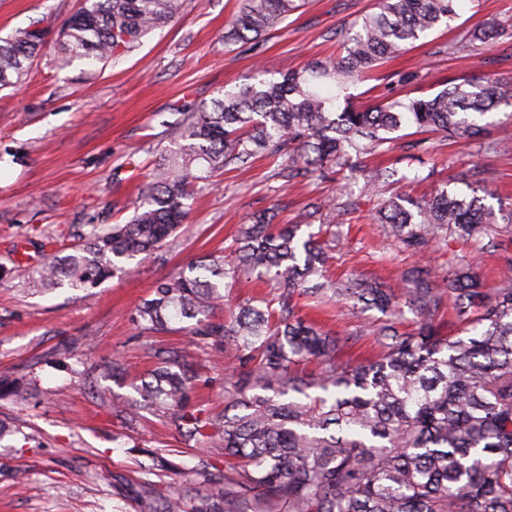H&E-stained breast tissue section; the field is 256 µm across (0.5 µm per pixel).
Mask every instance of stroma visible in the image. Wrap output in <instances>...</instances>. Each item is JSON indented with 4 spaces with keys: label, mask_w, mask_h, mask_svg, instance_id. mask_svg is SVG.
Here are the masks:
<instances>
[{
    "label": "stroma",
    "mask_w": 512,
    "mask_h": 512,
    "mask_svg": "<svg viewBox=\"0 0 512 512\" xmlns=\"http://www.w3.org/2000/svg\"><path fill=\"white\" fill-rule=\"evenodd\" d=\"M377 0H306L267 32L257 47L228 45L224 30L242 0H188L183 13L143 38L120 62L61 61L57 47L41 53L16 87L0 91V379L19 395L0 394V512H140L149 449L178 450L185 468H224L220 448H181L163 418L116 416L113 404L135 398L128 380L104 368L120 359L138 372L152 369L156 348L189 347L192 337L170 333L144 345L132 317L155 283L193 259L228 252L255 213L275 205L294 215L309 200L357 202L345 215L327 275L376 277L392 287L415 266L447 273L473 255L478 273L495 284L512 269V108L489 114L480 141L468 147L426 134L429 151L406 150L413 126L395 132L362 164L397 170L399 182L366 196L359 171L324 179L283 177L284 163L262 157L249 168L216 172L192 202L183 228L129 274L86 291L34 293L11 279L18 265L36 269L44 244L69 254L90 219L125 221L135 187L176 138L175 106L207 102L218 90L252 82L257 70L278 77L335 55L345 32ZM80 0H0V37L40 23L58 31ZM496 27L491 45L470 44L476 26ZM495 70L512 78V0H459L458 16L409 46L349 89L355 104L403 101L443 90L449 80ZM407 71L411 83L400 82ZM445 184L482 198L497 216L493 245L456 241L410 255L376 223L375 202L417 197ZM324 328L365 331L355 353L373 351L371 330L383 319L363 305L328 301L314 311Z\"/></svg>",
    "instance_id": "obj_1"
}]
</instances>
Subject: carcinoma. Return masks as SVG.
I'll return each instance as SVG.
<instances>
[{"label":"carcinoma","mask_w":512,"mask_h":512,"mask_svg":"<svg viewBox=\"0 0 512 512\" xmlns=\"http://www.w3.org/2000/svg\"><path fill=\"white\" fill-rule=\"evenodd\" d=\"M458 0H379V11L349 31L341 55L275 80L218 91L211 104L185 102L176 146L138 185L125 224H89L72 253L46 257L23 279L29 288H96L139 255H150L185 223L198 184L228 165L262 154L288 159L287 178L339 172L412 122L471 145L482 118L512 106V80L494 73L451 83L432 97L376 106L337 105L348 82L379 68L406 45L449 24ZM185 0H81L58 38L64 57L119 61L170 23ZM298 8L296 0H244L224 43H257ZM46 45L20 28L0 38V89L17 85ZM395 171L366 169L367 186ZM331 208L304 206L294 224L258 216L232 258L209 255L159 280L136 309L135 325L166 333L171 324L202 349L232 359L224 411L193 402L199 373L192 354L156 349L158 367L134 381L139 399L116 414L148 411L174 426L187 446L222 448L228 474L189 471L187 490L146 484L141 512H512V278L482 288L474 259L437 276L417 268L400 293L375 279L333 281L331 242L300 235ZM376 218L413 255L447 236L464 244L492 238L495 216L443 186L380 203ZM245 271L272 282L274 295L213 316L226 280ZM302 297L362 303L386 315L379 351L345 356L362 333L330 335L299 314ZM452 305L448 322L439 312ZM408 308L407 328L395 319ZM148 472L174 470L150 452Z\"/></svg>","instance_id":"cac0c4a2"}]
</instances>
